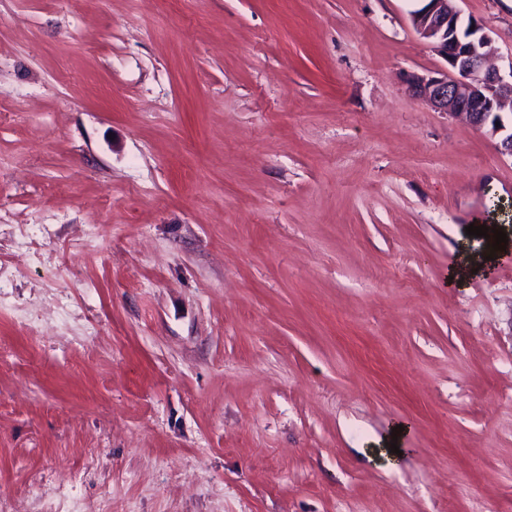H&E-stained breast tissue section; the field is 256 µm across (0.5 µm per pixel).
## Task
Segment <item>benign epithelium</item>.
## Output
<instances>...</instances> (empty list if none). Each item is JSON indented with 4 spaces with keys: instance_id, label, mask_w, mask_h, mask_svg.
<instances>
[{
    "instance_id": "obj_1",
    "label": "benign epithelium",
    "mask_w": 512,
    "mask_h": 512,
    "mask_svg": "<svg viewBox=\"0 0 512 512\" xmlns=\"http://www.w3.org/2000/svg\"><path fill=\"white\" fill-rule=\"evenodd\" d=\"M422 2L410 12V23L445 60L447 72L416 79L412 95L476 127L490 126L500 135L499 153L512 158V132L505 133L503 120L505 107L512 108V61L506 71L489 63L492 38L479 22L470 21L468 35L460 33L457 0Z\"/></svg>"
}]
</instances>
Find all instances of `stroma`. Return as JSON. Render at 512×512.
Wrapping results in <instances>:
<instances>
[{
	"label": "stroma",
	"instance_id": "1",
	"mask_svg": "<svg viewBox=\"0 0 512 512\" xmlns=\"http://www.w3.org/2000/svg\"><path fill=\"white\" fill-rule=\"evenodd\" d=\"M415 6L0 0V512H512V158Z\"/></svg>",
	"mask_w": 512,
	"mask_h": 512
}]
</instances>
